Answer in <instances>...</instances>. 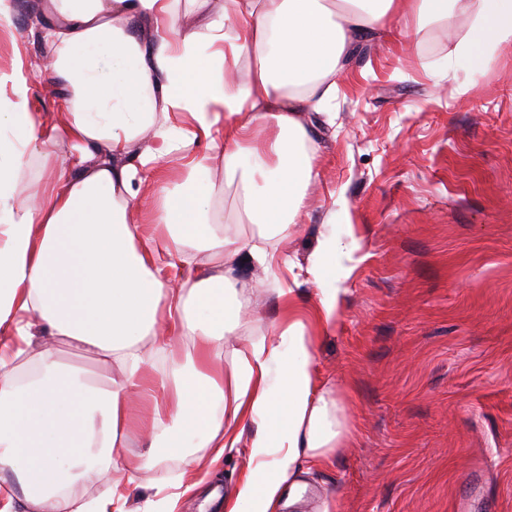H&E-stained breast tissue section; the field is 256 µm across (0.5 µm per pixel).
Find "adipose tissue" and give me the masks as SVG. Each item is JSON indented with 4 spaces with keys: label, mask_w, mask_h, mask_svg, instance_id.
<instances>
[{
    "label": "adipose tissue",
    "mask_w": 512,
    "mask_h": 512,
    "mask_svg": "<svg viewBox=\"0 0 512 512\" xmlns=\"http://www.w3.org/2000/svg\"><path fill=\"white\" fill-rule=\"evenodd\" d=\"M43 64L64 86L68 119L47 130L26 107L22 73L0 76V512H105L68 489L98 479L122 498L129 460L114 457L134 394H162L148 428L160 452L232 448L251 424L250 465L225 512H273L300 461L332 466L353 438L347 398L315 385L314 343L298 321L234 350L219 366L226 332L247 322L244 260L268 269L272 239L294 224L315 178L300 113L322 110L360 38L408 43L424 21L450 24L460 0H224L204 29L182 26L174 0H50ZM512 44V0H480L456 52L483 63ZM255 65L240 78L238 64ZM223 129L210 152L197 136ZM64 140L68 164L30 203L22 171ZM111 158L96 159L100 146ZM183 156L172 172L160 160ZM224 180L256 235L231 233L212 201ZM156 169L151 179L141 170ZM270 168L263 185L254 171ZM151 210L140 205L144 182ZM154 224L164 242L142 234ZM357 243L318 240L306 272L346 279ZM188 338L183 354L168 350ZM118 365L110 388L64 367L58 343ZM161 369L146 379L154 355Z\"/></svg>",
    "instance_id": "1"
}]
</instances>
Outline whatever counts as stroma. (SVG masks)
Returning a JSON list of instances; mask_svg holds the SVG:
<instances>
[{"label":"stroma","instance_id":"obj_1","mask_svg":"<svg viewBox=\"0 0 512 512\" xmlns=\"http://www.w3.org/2000/svg\"><path fill=\"white\" fill-rule=\"evenodd\" d=\"M0 31V73L31 80V111L65 119L64 89L40 66L49 53L46 0H14ZM471 15L427 23L415 44L360 41L324 111L299 118L318 178L269 272L236 273L260 286L231 351L289 320L314 341L315 383L352 390V443L328 468L301 466L304 499L275 512H512V46L481 65L455 55ZM354 237L356 261L324 334L321 288L304 268L328 228ZM291 288L278 296V286ZM252 427L193 466L158 457L132 471L123 512L174 496L201 512L233 493L249 466Z\"/></svg>","mask_w":512,"mask_h":512}]
</instances>
